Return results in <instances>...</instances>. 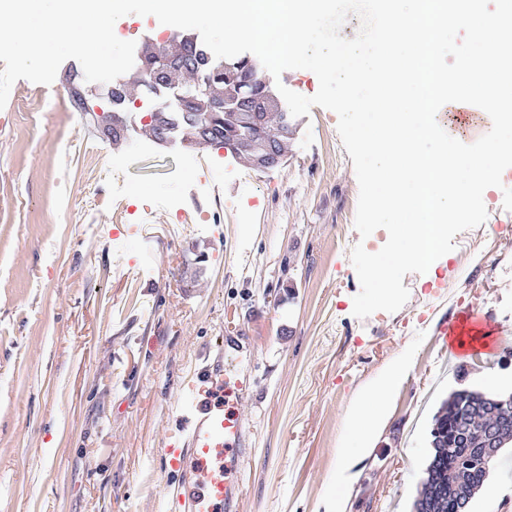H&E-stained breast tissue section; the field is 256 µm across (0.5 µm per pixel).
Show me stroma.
<instances>
[{"instance_id":"35a3bbf8","label":"stroma","mask_w":512,"mask_h":512,"mask_svg":"<svg viewBox=\"0 0 512 512\" xmlns=\"http://www.w3.org/2000/svg\"><path fill=\"white\" fill-rule=\"evenodd\" d=\"M83 77L67 60L51 85L16 81L0 110V512H160L171 423L228 338L246 347L228 404L254 450L241 512H414L449 395L512 393V171L434 274L404 276L401 309L360 319L351 251L388 233L355 228L333 111L290 118L281 163L258 169L154 142L141 119L113 141L99 97L70 103ZM466 311L483 336L454 354ZM401 358L384 427L341 472L347 409Z\"/></svg>"}]
</instances>
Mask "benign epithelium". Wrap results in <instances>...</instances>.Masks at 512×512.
Wrapping results in <instances>:
<instances>
[{
	"label": "benign epithelium",
	"instance_id": "7a95c632",
	"mask_svg": "<svg viewBox=\"0 0 512 512\" xmlns=\"http://www.w3.org/2000/svg\"><path fill=\"white\" fill-rule=\"evenodd\" d=\"M186 59L184 39L176 37L143 55L137 76L141 84L154 91L172 90L174 86L171 85L170 71L174 68L186 69ZM224 79L227 88L221 97L212 95L211 81H197L188 92L178 96L177 111L193 120L198 112H226L234 117L240 112L247 113L246 125L250 131L241 136L239 148L251 153L253 164L259 169L279 165L283 158L279 148L280 136L284 131L258 135V131L265 128L264 112L275 100L270 81L231 60L224 62ZM93 92L106 96L110 101H121L127 95V81L120 78L102 83L95 89L80 82L71 83L70 93L78 102L85 101ZM508 403L507 399L497 401V407L483 416L477 436L479 447L473 452L486 462L496 456L501 435L512 428V419L503 411Z\"/></svg>",
	"mask_w": 512,
	"mask_h": 512
}]
</instances>
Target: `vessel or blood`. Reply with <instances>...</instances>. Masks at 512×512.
<instances>
[{
	"label": "vessel or blood",
	"mask_w": 512,
	"mask_h": 512,
	"mask_svg": "<svg viewBox=\"0 0 512 512\" xmlns=\"http://www.w3.org/2000/svg\"><path fill=\"white\" fill-rule=\"evenodd\" d=\"M245 384L240 371L207 359L194 373L190 389L207 402L196 406L193 416L181 418L183 447L164 450L172 474L165 512H239L250 453L241 446L239 414L226 412L219 401Z\"/></svg>",
	"instance_id": "vessel-or-blood-1"
}]
</instances>
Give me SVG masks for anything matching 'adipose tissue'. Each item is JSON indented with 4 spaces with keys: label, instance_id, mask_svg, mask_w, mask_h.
<instances>
[{
    "label": "adipose tissue",
    "instance_id": "obj_1",
    "mask_svg": "<svg viewBox=\"0 0 512 512\" xmlns=\"http://www.w3.org/2000/svg\"><path fill=\"white\" fill-rule=\"evenodd\" d=\"M403 371L402 365L390 366L382 378L360 393L356 404L349 409L346 420L354 436L355 452H364L371 433L382 428L384 418L378 405L383 401L386 392L398 382Z\"/></svg>",
    "mask_w": 512,
    "mask_h": 512
}]
</instances>
